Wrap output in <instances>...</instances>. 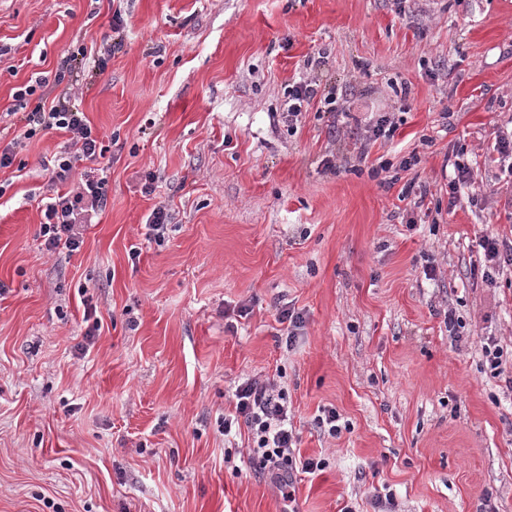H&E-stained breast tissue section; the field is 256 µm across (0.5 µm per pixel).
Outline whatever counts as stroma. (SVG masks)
Wrapping results in <instances>:
<instances>
[{"label": "stroma", "instance_id": "35a3bbf8", "mask_svg": "<svg viewBox=\"0 0 512 512\" xmlns=\"http://www.w3.org/2000/svg\"><path fill=\"white\" fill-rule=\"evenodd\" d=\"M80 47L72 101L111 149L78 251L39 234L66 136L0 170V512H377L388 493L395 512H512V389L482 355L512 346V268L479 270L480 238L512 236V184L484 162L512 129V0H0V150L16 88ZM307 78L350 110L313 100L291 134ZM381 112L394 138L366 140ZM414 150L400 182L371 177ZM457 161L474 177L452 208ZM252 377L287 391L300 454L326 462L292 504L222 430ZM113 21V35L108 36V38L103 41L102 48H99V51L97 52V60H95L96 67L98 71L101 73L106 70L108 61L112 57V53H114L115 50H118L123 46V26L120 15H115L113 17ZM318 93L319 84L315 81L304 80L288 87V99L281 114L282 122L288 126V132L294 130L296 132L295 123L298 121V117ZM169 218L166 206L162 203L156 205L148 216L145 226L148 229L149 237H152L156 243H161L165 240ZM482 353L487 369L490 370L493 376H499L504 372L502 368L504 349L499 345L497 340L488 337L487 341L484 342L482 346Z\"/></svg>", "mask_w": 512, "mask_h": 512}]
</instances>
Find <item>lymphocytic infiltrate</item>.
Masks as SVG:
<instances>
[{"instance_id": "lymphocytic-infiltrate-1", "label": "lymphocytic infiltrate", "mask_w": 512, "mask_h": 512, "mask_svg": "<svg viewBox=\"0 0 512 512\" xmlns=\"http://www.w3.org/2000/svg\"><path fill=\"white\" fill-rule=\"evenodd\" d=\"M322 97L328 111H345V104L331 95L320 96L316 82L304 80L288 89V99L281 114L283 123L294 126L315 97ZM24 139L58 131L66 135L64 151L56 154L51 171L52 182H72L69 191L46 202V221L40 235L47 250L59 248L77 251L83 231L102 211L107 201L108 168L103 160L110 147L94 134L90 121L71 102L70 92H63L51 106H37L22 116ZM234 411L224 417L225 433L241 429L251 435V454L267 471L273 484L293 499L292 486L297 474H311L323 469L324 460L297 454L298 435L288 418V396L275 382L249 379L234 393Z\"/></svg>"}]
</instances>
